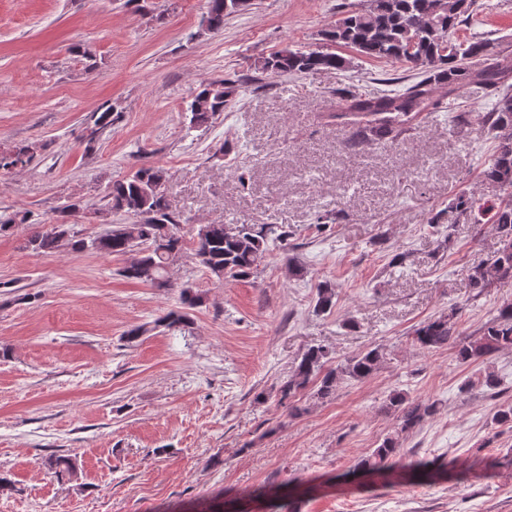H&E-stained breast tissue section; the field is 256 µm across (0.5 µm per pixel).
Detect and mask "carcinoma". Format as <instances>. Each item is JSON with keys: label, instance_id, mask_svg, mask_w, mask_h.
Listing matches in <instances>:
<instances>
[{"label": "carcinoma", "instance_id": "carcinoma-1", "mask_svg": "<svg viewBox=\"0 0 512 512\" xmlns=\"http://www.w3.org/2000/svg\"><path fill=\"white\" fill-rule=\"evenodd\" d=\"M203 27L207 31L224 28V19L248 7L246 0H207ZM477 0H365L351 9L329 30L321 33L325 44L355 49L360 55L422 68L420 79L394 95L363 97L351 94L344 99L346 111L330 112L334 120L345 118L351 126L347 148L355 149L362 140L393 142L411 128L427 109H439L442 102L432 99L435 87L452 96L466 85L492 90L495 102L489 112L479 116L481 130L494 141V152L481 172L488 199L484 208L486 223L496 226L500 247L492 261L473 269L470 283L479 292L497 282L512 280V84L499 67L490 42L473 36L457 38L459 25L478 10ZM346 60L328 49L285 47L262 58L255 70L270 76L288 73L333 71L345 68ZM238 93L237 83L229 79L208 81L195 91L189 105L190 124L204 125L220 115ZM120 113L112 107L93 113V125L83 138L85 150L91 151L100 134L112 128ZM44 145L20 141L0 154V169L26 167ZM165 169L142 165L127 177L115 180L106 194L107 213L132 216L135 221L110 223L104 233L86 239L77 236L68 217L82 208L81 202L64 206L56 224L45 232L27 239L25 248L48 254L67 245L75 253L95 250L125 258L120 275L130 281L150 285L160 291L175 288L170 277L171 265L185 250L180 234L179 216L170 210L165 198ZM475 200L465 192L455 194L448 207L450 220L469 222ZM191 255L197 264L220 279L245 278L257 269L269 247L287 245L288 232L267 224H199L191 236ZM336 291L324 284L317 289L315 310L328 312L335 306ZM199 296L191 287L182 286L178 304L155 321V326L171 333L189 328V310ZM456 310L441 313L419 324L411 333V345L423 351L448 346L456 332ZM503 350H512V304L504 306L489 319L468 342L458 346L457 359L462 363L485 362ZM385 360L384 350L370 347L336 365H330L326 346H311L303 352L291 374L278 388V404L288 415L298 416L299 395L310 384L317 386L314 397L327 399L348 380L363 381L371 377ZM500 379L492 367L478 377L467 379L463 389L495 390ZM383 409L395 420L392 433L378 447L360 459L352 475L371 474L378 480H416L433 478L448 464L436 459L402 458L403 437L419 427L437 411L434 402H415L400 390L389 393Z\"/></svg>", "mask_w": 512, "mask_h": 512}]
</instances>
